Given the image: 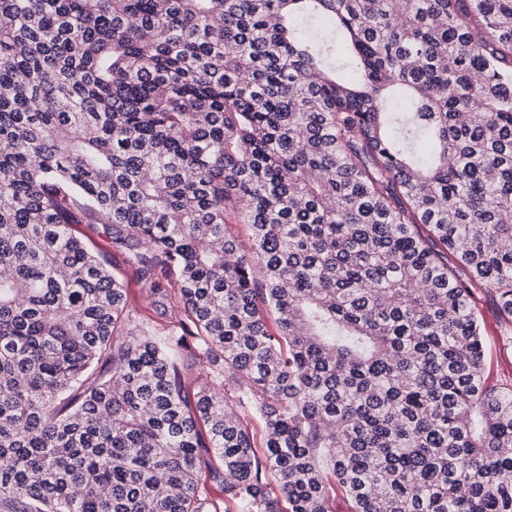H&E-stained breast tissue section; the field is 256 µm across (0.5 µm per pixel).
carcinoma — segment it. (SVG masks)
<instances>
[{
    "label": "carcinoma",
    "instance_id": "cac0c4a2",
    "mask_svg": "<svg viewBox=\"0 0 512 512\" xmlns=\"http://www.w3.org/2000/svg\"><path fill=\"white\" fill-rule=\"evenodd\" d=\"M2 88L3 512H512V0H0ZM75 229L91 248L105 256L111 271L120 276L125 288L126 305L141 324L153 331L167 324V319L150 305L148 289L143 288L135 270L128 264L124 249L112 243L111 231H107L102 224H77ZM475 307L483 330L487 352V369L496 382L512 378V341L502 337L499 311L494 298L484 290L475 292Z\"/></svg>",
    "mask_w": 512,
    "mask_h": 512
}]
</instances>
